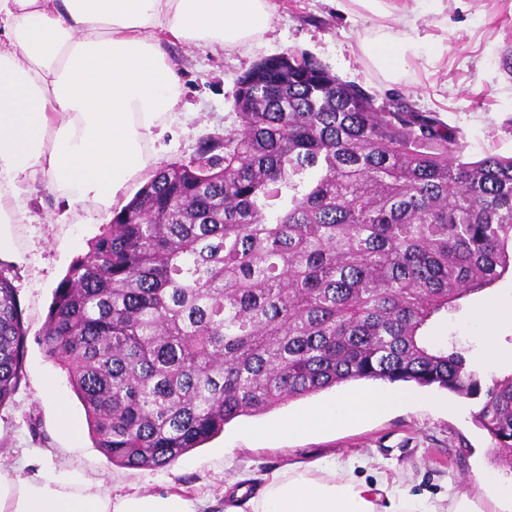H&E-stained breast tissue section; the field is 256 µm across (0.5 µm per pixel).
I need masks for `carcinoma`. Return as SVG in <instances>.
Returning <instances> with one entry per match:
<instances>
[{
	"label": "carcinoma",
	"instance_id": "carcinoma-1",
	"mask_svg": "<svg viewBox=\"0 0 512 512\" xmlns=\"http://www.w3.org/2000/svg\"><path fill=\"white\" fill-rule=\"evenodd\" d=\"M233 99L239 127L157 171L54 291L41 344L95 447L165 469L238 417L372 380L475 402L512 472V369L426 336L512 272V156L470 161L434 113L304 52L260 59ZM25 350L0 274V407Z\"/></svg>",
	"mask_w": 512,
	"mask_h": 512
}]
</instances>
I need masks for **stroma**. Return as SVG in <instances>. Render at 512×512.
Here are the masks:
<instances>
[{
    "instance_id": "stroma-1",
    "label": "stroma",
    "mask_w": 512,
    "mask_h": 512,
    "mask_svg": "<svg viewBox=\"0 0 512 512\" xmlns=\"http://www.w3.org/2000/svg\"><path fill=\"white\" fill-rule=\"evenodd\" d=\"M272 22L259 37L233 49L166 42L183 83L181 100L148 167L132 180L131 199L157 170L187 160L207 138L237 128L233 94L237 79L261 58L288 50L314 56L341 79L378 99L402 96L432 112L464 136V154L512 156V0H424L407 22L359 14L350 0H268ZM388 30L421 50L398 82H390L360 50L362 39ZM114 206L89 200L68 208L67 197L46 174L28 178L13 226L14 250L0 258V273L15 286L27 345L25 377L11 402L0 407V464L19 465L24 475L73 472L112 494L169 492L201 500L207 512H251L248 500L272 471L308 470L319 461L354 463V479L375 484L403 478L410 495L450 512L456 498L475 496L480 475L496 472L487 433L473 418L474 402L431 388L392 413L334 430L274 434L281 421L338 391L368 389L344 384L290 401L269 412L241 417L222 434L162 470L112 465L89 432L73 439L58 427L60 412L85 422L84 409L65 372L40 342L53 293L78 257L112 219ZM499 313L494 328L485 314ZM427 336L484 359L481 338L512 337V276L463 300L435 318Z\"/></svg>"
}]
</instances>
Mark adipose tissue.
Instances as JSON below:
<instances>
[{"label": "adipose tissue", "mask_w": 512, "mask_h": 512, "mask_svg": "<svg viewBox=\"0 0 512 512\" xmlns=\"http://www.w3.org/2000/svg\"><path fill=\"white\" fill-rule=\"evenodd\" d=\"M267 0H0V256L12 250L16 200L41 172L70 205L114 203L149 164L180 76L153 33L234 47L264 33ZM373 64L400 75L418 46L398 35L364 41ZM408 398L377 386L288 418L278 431L315 434L388 412ZM374 487L343 480L325 462L315 471L273 473L252 512H377ZM176 494L115 498L76 474L0 472V512H199Z\"/></svg>", "instance_id": "obj_1"}]
</instances>
